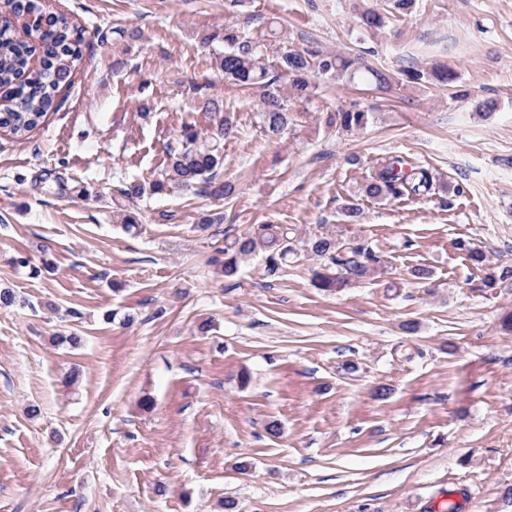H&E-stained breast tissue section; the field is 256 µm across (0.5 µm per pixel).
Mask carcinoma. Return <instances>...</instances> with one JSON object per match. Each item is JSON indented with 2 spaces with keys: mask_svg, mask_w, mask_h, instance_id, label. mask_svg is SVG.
<instances>
[{
  "mask_svg": "<svg viewBox=\"0 0 512 512\" xmlns=\"http://www.w3.org/2000/svg\"><path fill=\"white\" fill-rule=\"evenodd\" d=\"M360 31L375 33L383 29L388 13L366 4L355 6ZM22 14L28 16L24 30L36 35L42 49L39 65L32 63L33 45L18 36L9 26H0V128L16 136H24L39 125L53 108L57 90L82 58L81 45L85 34L63 14L45 17L40 0H25ZM374 50L364 49V55L332 53L315 40L306 41L300 50L288 49L278 62L270 66L259 49V43L247 39L233 28L224 29V54L218 65L224 78L241 89L260 91L262 108L258 118L262 130L271 137L281 135L291 121L290 103L308 100L313 94L312 79L345 81L381 88L390 83L385 69L373 64L367 56ZM406 82L419 84L432 81L451 87L457 72L436 65L429 70L409 68L403 71ZM288 83V93L282 84ZM339 127L345 133L366 129L373 123L374 113L353 105L337 112ZM237 125L230 112L215 120L209 134L210 143H199L196 130L182 131L180 147L170 151L168 170L164 178L149 185L157 194L174 184L185 190H196L213 198L228 197L233 187L220 181L224 167L221 143L236 135ZM435 190V178L426 167L399 157L381 163L362 187L363 196L370 199H399L403 196L426 197ZM297 246L295 229L288 224H255L247 232L224 241V258L211 263L221 267L224 280L234 283L243 263L262 255L265 273L277 277L304 250L317 258L312 285L320 291L337 294L358 281L373 276L384 265L380 253L370 244L357 239L338 238L319 233ZM487 288L512 289V265L498 266L483 281Z\"/></svg>",
  "mask_w": 512,
  "mask_h": 512,
  "instance_id": "cac0c4a2",
  "label": "carcinoma"
}]
</instances>
